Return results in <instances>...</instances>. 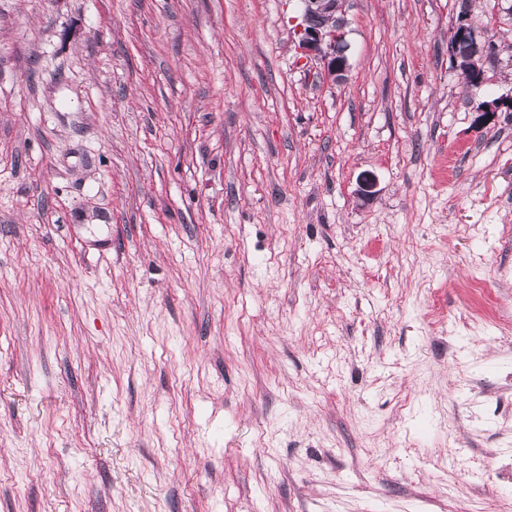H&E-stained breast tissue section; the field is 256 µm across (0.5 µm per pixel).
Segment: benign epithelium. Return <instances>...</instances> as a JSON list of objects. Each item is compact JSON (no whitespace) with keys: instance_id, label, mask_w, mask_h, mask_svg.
<instances>
[{"instance_id":"7a95c632","label":"benign epithelium","mask_w":512,"mask_h":512,"mask_svg":"<svg viewBox=\"0 0 512 512\" xmlns=\"http://www.w3.org/2000/svg\"><path fill=\"white\" fill-rule=\"evenodd\" d=\"M301 22L294 28L297 54L305 60L323 62L325 73L333 83L345 80L349 70L348 42L346 40L345 0H300ZM460 22L449 38L453 66L476 78L484 79L485 65L494 60L493 52L477 37L466 3L459 2ZM469 43L466 53H459V45Z\"/></svg>"}]
</instances>
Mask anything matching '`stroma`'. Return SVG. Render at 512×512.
<instances>
[{
  "label": "stroma",
  "instance_id": "35a3bbf8",
  "mask_svg": "<svg viewBox=\"0 0 512 512\" xmlns=\"http://www.w3.org/2000/svg\"><path fill=\"white\" fill-rule=\"evenodd\" d=\"M496 3L0 0V512H512ZM299 2L301 22L294 28L295 49L299 58L320 60L333 83L343 82L349 70L345 0ZM464 1L468 2L469 13L471 14L470 0L460 1V22L452 28L449 38L450 58L455 68L465 70L462 73L466 79L467 86L476 94L480 93L481 84L469 73L473 74L482 83L485 65L491 63L494 60V56L492 49L490 50L485 43L478 39L475 25L470 20V15ZM461 42L470 43L468 50L464 54L459 53L458 47Z\"/></svg>",
  "mask_w": 512,
  "mask_h": 512
}]
</instances>
